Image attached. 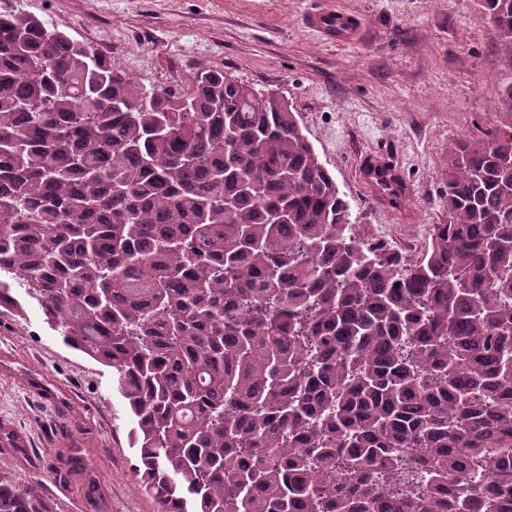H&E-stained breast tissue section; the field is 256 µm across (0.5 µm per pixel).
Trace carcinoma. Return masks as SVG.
Segmentation results:
<instances>
[{"mask_svg": "<svg viewBox=\"0 0 512 512\" xmlns=\"http://www.w3.org/2000/svg\"><path fill=\"white\" fill-rule=\"evenodd\" d=\"M512 46V0H484ZM411 264L273 92L0 12V310L112 368L159 512H512V84ZM0 512H52L0 475Z\"/></svg>", "mask_w": 512, "mask_h": 512, "instance_id": "1", "label": "carcinoma"}]
</instances>
